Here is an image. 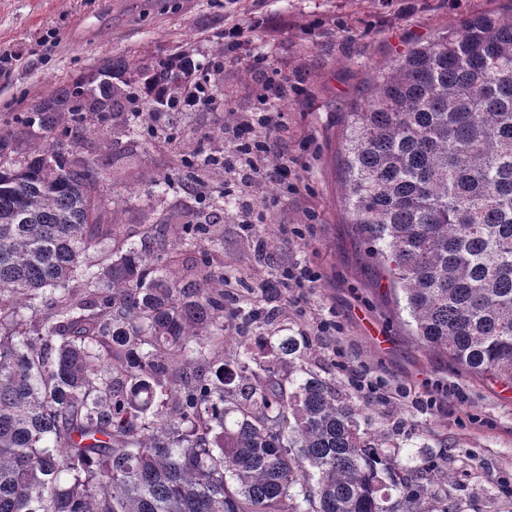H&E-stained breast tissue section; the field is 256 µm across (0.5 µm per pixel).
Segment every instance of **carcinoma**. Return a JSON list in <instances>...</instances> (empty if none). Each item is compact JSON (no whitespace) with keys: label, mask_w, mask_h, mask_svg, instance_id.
<instances>
[{"label":"carcinoma","mask_w":512,"mask_h":512,"mask_svg":"<svg viewBox=\"0 0 512 512\" xmlns=\"http://www.w3.org/2000/svg\"><path fill=\"white\" fill-rule=\"evenodd\" d=\"M187 68L201 64L185 50L102 59L12 118L36 140L59 130L71 152L16 156L0 127V512H423L452 482L435 457L402 468L362 428L366 405L299 364L305 337L224 325L257 320L205 249L224 158L198 149L147 176L154 192L196 183L202 208L175 251L108 219L107 172L74 150L118 117L145 143L178 140L143 91ZM341 165L412 335L511 387L512 0L374 69ZM193 248L196 273L168 276Z\"/></svg>","instance_id":"obj_1"}]
</instances>
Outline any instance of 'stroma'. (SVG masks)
Listing matches in <instances>:
<instances>
[{
	"mask_svg": "<svg viewBox=\"0 0 512 512\" xmlns=\"http://www.w3.org/2000/svg\"><path fill=\"white\" fill-rule=\"evenodd\" d=\"M505 0H0V122L105 57L169 53L193 48L200 61L214 54L225 27H248L249 56L227 57L213 79L224 106L182 112L181 148L227 153L224 128L259 111L266 73L288 79L279 101L277 157L288 165L281 181L234 189L224 215L211 227L218 259L235 268L244 288L270 279L283 264L310 266L314 287L272 289L256 309H278L284 335L307 336L309 366L332 379L355 401L370 405L369 431L385 434L393 454L415 465L425 453L448 452L456 481L433 486L423 506L450 496L461 512H512V389L468 376L447 358L422 348L405 324L386 276L359 236L344 203L340 165L343 121L371 67L462 18L504 7ZM265 57L252 66L250 55ZM86 151L108 164L110 197L118 228L129 241L150 237L155 252L177 242L173 214L197 210L190 184L154 198L145 175L173 167L176 150L165 145L88 136ZM249 200L243 209L241 200ZM166 224L163 237L149 227ZM278 246L257 261L267 236ZM336 320L333 336L319 332ZM385 336L376 346L373 335Z\"/></svg>",
	"mask_w": 512,
	"mask_h": 512,
	"instance_id": "stroma-1",
	"label": "stroma"
}]
</instances>
